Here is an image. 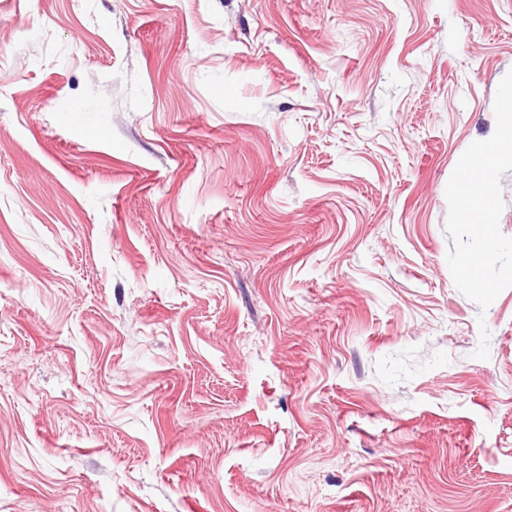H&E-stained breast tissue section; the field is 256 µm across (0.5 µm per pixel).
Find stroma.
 <instances>
[{
    "instance_id": "1",
    "label": "stroma",
    "mask_w": 512,
    "mask_h": 512,
    "mask_svg": "<svg viewBox=\"0 0 512 512\" xmlns=\"http://www.w3.org/2000/svg\"><path fill=\"white\" fill-rule=\"evenodd\" d=\"M511 70L512 0H0V512H512Z\"/></svg>"
}]
</instances>
